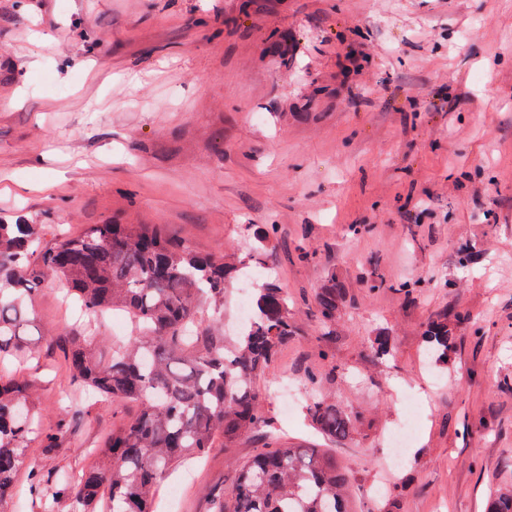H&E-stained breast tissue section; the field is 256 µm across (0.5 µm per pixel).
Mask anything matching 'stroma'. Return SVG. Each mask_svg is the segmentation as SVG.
<instances>
[{"label":"stroma","mask_w":512,"mask_h":512,"mask_svg":"<svg viewBox=\"0 0 512 512\" xmlns=\"http://www.w3.org/2000/svg\"><path fill=\"white\" fill-rule=\"evenodd\" d=\"M352 47L370 55L358 72L344 68ZM438 91L461 99L449 115L425 109ZM19 216L47 245L114 221L165 225L208 254L248 247L246 225H281L269 264L300 334L260 390L290 440L311 442L274 389L328 347L343 372L324 394L365 415L336 448L355 512H387L370 488L414 397L418 434L391 470L396 512H485L491 489L512 486V0H0V217ZM467 240L476 256L460 268ZM329 268L351 293L331 344L314 303ZM371 275L442 285L409 305L368 292ZM447 305L482 334L459 331L435 372L420 324ZM74 310L61 282H41L30 355L13 365L40 428L69 419L54 454L30 443L29 465L73 478L137 410L71 404L55 339L78 329ZM381 327L395 348L383 364L370 348ZM261 447L254 435L212 449L159 495L180 487L181 512H208L213 487L232 490Z\"/></svg>","instance_id":"obj_1"}]
</instances>
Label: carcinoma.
<instances>
[{
  "label": "carcinoma",
  "instance_id": "cac0c4a2",
  "mask_svg": "<svg viewBox=\"0 0 512 512\" xmlns=\"http://www.w3.org/2000/svg\"><path fill=\"white\" fill-rule=\"evenodd\" d=\"M249 248L220 256L203 254L188 241L169 235L160 224H91L77 236L42 246V227L25 219L0 220V361L25 353L22 336L30 327L33 285L45 279L65 282L83 309L98 316L109 309L125 312L135 335L112 345V361L96 362L85 336L55 339L65 350L70 380L113 399L137 405L135 415L112 432L102 461L88 468L78 485L60 474L31 470V486L40 512H56L64 499L75 512H95L108 490V512H154L158 483L183 460L203 458L221 442L224 448L255 433L268 442L238 470L227 493L215 487L210 512H352L351 476L336 457L321 448L295 446L272 434L270 416L257 383L265 377L281 346L299 329L278 277L264 262L281 238L277 224L248 225ZM257 282L254 319L247 331L224 339V287ZM432 282L415 278L389 283L364 279L369 291L393 288L412 305ZM347 287L336 271L324 274L316 290L324 335L336 337V320ZM216 317L196 324L202 307ZM469 316L452 308L437 310L421 325V350L443 368L455 352L456 336ZM375 358H393L390 332L371 339ZM329 370L305 369L309 392L304 409L311 428L330 443L348 439L361 415L346 411L321 394L323 382L342 371L322 350ZM31 383L24 377L0 378V506L9 499L16 475L26 463V448L41 437L45 450L67 433L60 423L44 433L35 425ZM487 512H512V492L493 495Z\"/></svg>",
  "mask_w": 512,
  "mask_h": 512
}]
</instances>
